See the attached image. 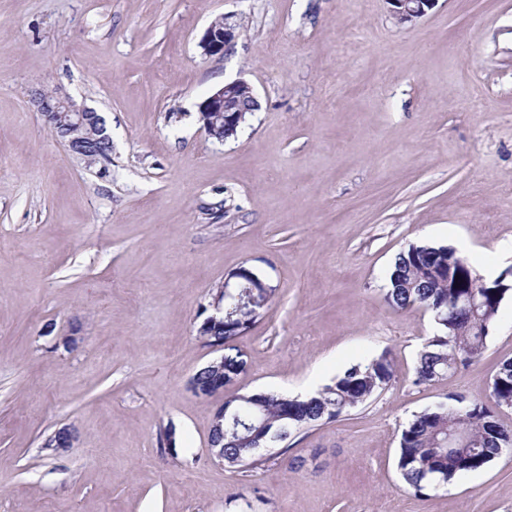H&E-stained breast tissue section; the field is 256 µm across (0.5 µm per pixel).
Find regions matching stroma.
Segmentation results:
<instances>
[{"label": "stroma", "mask_w": 512, "mask_h": 512, "mask_svg": "<svg viewBox=\"0 0 512 512\" xmlns=\"http://www.w3.org/2000/svg\"><path fill=\"white\" fill-rule=\"evenodd\" d=\"M223 14L234 42L204 57ZM236 79L259 107L220 142L199 105ZM35 89L105 118L108 174L55 139ZM504 241L512 0H437L407 24L387 0H0V512H512V454L430 497L395 464L413 414L488 398L512 296L484 355L430 386L414 366L437 324L386 300L409 245L504 272ZM243 266L273 290L234 342L246 370L195 396L217 356L198 337L211 292ZM385 352L389 386L286 455L209 459L222 399L320 388ZM64 427L72 447L44 449Z\"/></svg>", "instance_id": "obj_1"}]
</instances>
